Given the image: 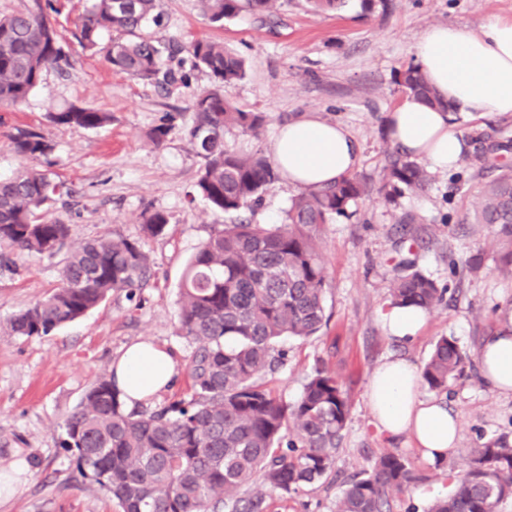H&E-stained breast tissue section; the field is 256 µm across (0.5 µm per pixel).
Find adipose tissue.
<instances>
[{"label": "adipose tissue", "mask_w": 512, "mask_h": 512, "mask_svg": "<svg viewBox=\"0 0 512 512\" xmlns=\"http://www.w3.org/2000/svg\"><path fill=\"white\" fill-rule=\"evenodd\" d=\"M415 56L428 83L448 104L432 108L408 97L384 121L388 140L411 158L444 171L462 153L464 141L451 122L452 112L512 114V20L494 19L478 31L433 25L420 37ZM281 175L294 187L318 190L350 175L358 148L346 127L308 112L282 125L271 144ZM427 318L413 307L390 306L381 314L389 336L412 341ZM500 326L485 337L478 356L484 382L512 393V305L499 312ZM114 384L127 406L152 399L171 385L177 363L167 350L142 340L127 347L112 364ZM367 400L378 430L409 437L421 455L442 460L453 452L460 430L457 416L435 399L421 396V377L403 358H390L374 371Z\"/></svg>", "instance_id": "obj_1"}]
</instances>
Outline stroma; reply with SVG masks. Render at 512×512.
I'll use <instances>...</instances> for the list:
<instances>
[{"label":"stroma","instance_id":"1","mask_svg":"<svg viewBox=\"0 0 512 512\" xmlns=\"http://www.w3.org/2000/svg\"><path fill=\"white\" fill-rule=\"evenodd\" d=\"M51 14L70 67L49 65L42 84L16 105H0V178L25 167L7 146L17 130L44 133L54 145L51 170L71 189L53 214L71 224L76 236H123L139 240L150 269L135 296L115 291L99 307L43 337L0 334V472L18 473L16 493L0 500V512H119L96 484L82 481L61 446L64 421L85 391L130 344L150 340L172 352L180 374L150 402L159 407L187 396L186 370L192 350L177 332L180 285L189 258L223 213L212 210L196 191L201 160L186 138L208 73L172 60L175 79L156 84L115 72L104 54L84 52L75 23L88 0H60ZM163 24L153 29L161 47L196 37L223 42L243 56L244 77L226 95L266 123L259 135L232 128L225 143L236 151H269L277 126L303 112L342 123L359 146L358 174L377 177L388 141L387 112L404 95L396 83L400 69L413 63L424 30L451 24L477 30L493 18L512 20V0H346L338 11L311 12L307 0H282L277 23L266 28L243 16L217 27L202 16L199 0H162ZM75 105L111 113L106 126L86 130L54 125L50 113ZM173 127L161 144L151 141L165 119ZM483 181L467 157L434 172L426 191L407 194L397 204L379 194L360 202L356 214L320 228L327 269V322L307 340H283L288 356L264 383L293 401L308 375L324 364L344 384L351 409L336 458V475L316 489L269 496V512H335L346 478L370 468L380 455L401 452L416 480L394 502V512H426L447 496L452 476L464 470L472 449L500 435H512V395L492 390L478 370H466L440 392L461 429L455 451L441 462L423 458L408 437L392 439L373 424L366 391L374 369L396 356L423 367L437 339L455 337L477 353L499 324L498 310L512 303V270L500 268L492 227L473 221V202ZM298 188L278 179L255 207L252 223H280ZM164 212L163 235L144 236L145 214ZM423 239L412 246L401 235L404 219ZM483 250L477 273L462 265ZM449 285L444 304L428 314L408 344L387 336L380 314L389 306V281L402 262ZM60 257L23 256L0 266V321L45 298L58 283Z\"/></svg>","mask_w":512,"mask_h":512}]
</instances>
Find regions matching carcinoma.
Here are the masks:
<instances>
[{
	"mask_svg": "<svg viewBox=\"0 0 512 512\" xmlns=\"http://www.w3.org/2000/svg\"><path fill=\"white\" fill-rule=\"evenodd\" d=\"M280 0H200L203 16L224 25L244 13L275 16ZM53 0H28L0 18V103L24 101L42 81L47 65L65 60L48 12ZM161 0H91L76 38L95 51L101 36H116L106 51L112 69L142 81L174 74L164 68L157 41L144 35L159 25ZM187 53L191 68L206 71L213 85L192 108L187 137L201 158L196 188L229 222L212 230L191 258L180 289L178 331L192 345L190 395L151 411H128L112 378H99L65 420L61 446L71 452L80 477L104 490L121 512H267L270 492L290 495L323 483L333 471L349 414L348 393L336 374L317 365L298 400L290 402L260 382L282 364L285 337L315 335L325 320L326 268L318 230L355 214L372 190L359 174L292 200L284 222L250 224L241 213L278 179L273 158L242 154L224 144V130L258 135L260 112L237 107L224 88L241 79L245 62L224 44L196 38L170 53ZM396 82L406 95L448 108L410 64ZM59 126L97 129L107 112L69 106L50 113ZM471 159L497 174L478 192L474 223L495 228L498 261L512 268V166L497 160L512 152V139L471 138ZM19 157L39 162L53 150L35 131L9 137ZM378 193L389 204L426 190L432 173L422 163L386 149ZM63 195L56 175L28 167L0 180V246L17 256L64 253L59 285L47 297L11 316L10 336H48L84 316L112 292H133L146 277L150 258L137 239L97 235L75 238L72 225L49 216ZM168 220L161 211L143 216L142 231L158 236ZM390 303L432 311L447 287L406 266L390 280ZM469 356L453 337L442 336L425 363L422 382L442 391L463 371ZM415 480L396 451L379 456L361 477L347 482L336 512H393L394 495ZM512 497V440L506 436L473 451L452 492L428 512H497Z\"/></svg>",
	"mask_w": 512,
	"mask_h": 512,
	"instance_id": "carcinoma-1",
	"label": "carcinoma"
}]
</instances>
